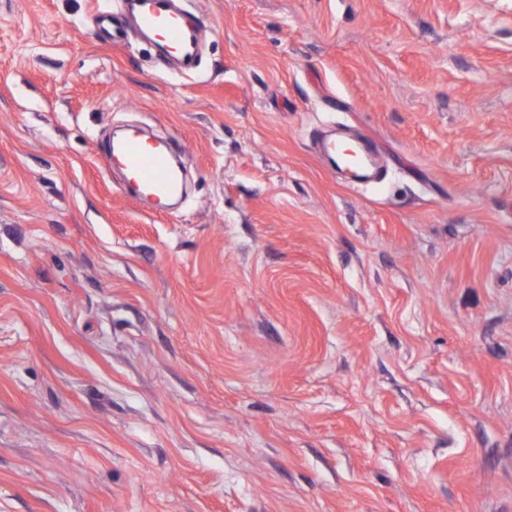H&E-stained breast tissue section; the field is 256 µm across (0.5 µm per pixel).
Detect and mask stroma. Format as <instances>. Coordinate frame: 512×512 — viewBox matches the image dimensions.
<instances>
[{
    "label": "stroma",
    "instance_id": "1",
    "mask_svg": "<svg viewBox=\"0 0 512 512\" xmlns=\"http://www.w3.org/2000/svg\"><path fill=\"white\" fill-rule=\"evenodd\" d=\"M118 3L0 0V512H512V0H186L188 74ZM173 156L165 144L149 145L133 133L115 143L107 158L110 164L112 159L120 162L141 194L155 202V212L162 213L165 202L182 189L180 175L173 168ZM350 156L353 157L355 161L353 170L363 173V175L359 177H372L376 149L370 139L366 137L359 138L357 144L351 147ZM366 172L367 174H365Z\"/></svg>",
    "mask_w": 512,
    "mask_h": 512
}]
</instances>
